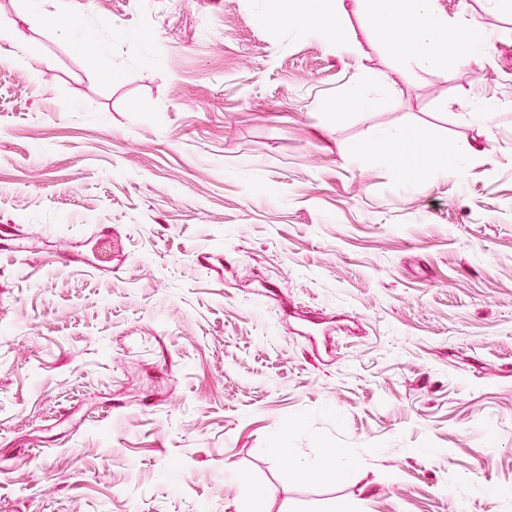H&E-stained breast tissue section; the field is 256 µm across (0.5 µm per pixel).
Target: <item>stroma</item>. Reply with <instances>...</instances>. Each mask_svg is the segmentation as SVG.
<instances>
[{
	"mask_svg": "<svg viewBox=\"0 0 512 512\" xmlns=\"http://www.w3.org/2000/svg\"><path fill=\"white\" fill-rule=\"evenodd\" d=\"M433 7L484 52L0 0V512H512V8ZM379 138L391 143L395 164L415 178L423 179L452 170V160L443 148L434 143L423 144L412 129L383 132ZM352 466L351 461L339 459L332 451L327 452L322 461L323 471L336 479V481H342L348 478Z\"/></svg>",
	"mask_w": 512,
	"mask_h": 512,
	"instance_id": "35a3bbf8",
	"label": "stroma"
}]
</instances>
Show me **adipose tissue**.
Instances as JSON below:
<instances>
[{
    "mask_svg": "<svg viewBox=\"0 0 512 512\" xmlns=\"http://www.w3.org/2000/svg\"><path fill=\"white\" fill-rule=\"evenodd\" d=\"M356 13L368 17L382 33L384 44L399 65L425 68L433 59L453 57L464 61L482 48L480 26L469 22L448 26L433 10L432 0H353ZM346 14L343 0H278L279 23H294L304 32L327 37L330 47L350 50L340 36ZM393 160L406 173L427 178L447 172L452 160L443 148L422 143L417 133L404 129L387 133Z\"/></svg>",
    "mask_w": 512,
    "mask_h": 512,
    "instance_id": "1",
    "label": "adipose tissue"
}]
</instances>
